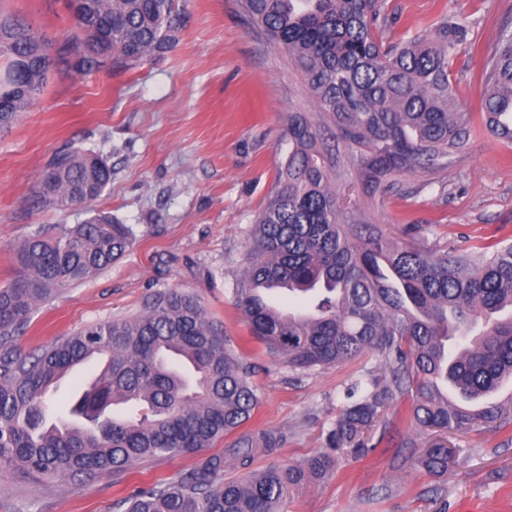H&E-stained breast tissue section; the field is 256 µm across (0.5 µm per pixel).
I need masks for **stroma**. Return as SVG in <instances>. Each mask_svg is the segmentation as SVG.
I'll use <instances>...</instances> for the list:
<instances>
[{"mask_svg":"<svg viewBox=\"0 0 512 512\" xmlns=\"http://www.w3.org/2000/svg\"><path fill=\"white\" fill-rule=\"evenodd\" d=\"M174 9L179 30L168 52L131 69L52 71L39 99L0 131V285L14 276L13 247L38 226L79 224L103 211L134 231L123 258L38 305L16 343L33 352L84 326L134 316L160 293L194 295L257 389L245 431L283 436L275 453H255L253 468L301 463L326 448L347 387L376 359L293 371L251 336L234 290L252 223L288 156L290 118L316 107L287 51L247 22L240 0H175ZM386 9L396 19L383 33L388 41L443 14L475 19V50L452 59L450 80L464 106L478 110L483 57L512 21V0H386ZM0 11L24 15L54 44L76 37L65 0H0ZM320 133L341 162L343 205L387 237L429 248L512 238V144L485 128L447 170L415 171L384 191L365 182L360 151L334 126ZM70 144L106 159L112 183L92 206L60 210L39 203L37 183ZM402 407L391 404L373 427L374 451L340 454L334 474L295 493L283 512H512V426L432 432L398 419ZM436 443L453 451L438 475L418 463ZM198 460L143 459L85 484L3 472L0 512H124L133 490L173 480Z\"/></svg>","mask_w":512,"mask_h":512,"instance_id":"obj_1","label":"stroma"}]
</instances>
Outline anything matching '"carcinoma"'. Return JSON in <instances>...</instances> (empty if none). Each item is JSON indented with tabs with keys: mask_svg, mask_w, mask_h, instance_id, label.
Returning a JSON list of instances; mask_svg holds the SVG:
<instances>
[{
	"mask_svg": "<svg viewBox=\"0 0 512 512\" xmlns=\"http://www.w3.org/2000/svg\"><path fill=\"white\" fill-rule=\"evenodd\" d=\"M77 40L56 48L17 14H0V128L43 91L49 72L131 67L165 53L178 26L171 0H67ZM251 23L288 51L320 116L364 154L363 176L390 188L415 170L441 171L466 152L472 112L456 96L448 66L472 27L443 15L408 40L383 43L374 30L394 18L381 0H241ZM485 129L512 142V26L497 33L482 65ZM288 158L267 206L255 217L248 264L234 291L252 335L301 373L369 353L379 368L349 389L326 450L300 464L248 470L254 453L283 436L242 433L177 479L124 500L126 512H281L285 498L331 475L334 450L363 447L384 409L408 397V417L427 428L507 426L488 401L512 379V243L429 250L390 242L339 203L336 161L319 149L317 124L290 120ZM112 181V166L72 146L54 153L39 196L58 208L89 206ZM133 242L109 213L83 224L42 226L13 248L14 278L0 287V470L41 479L92 480L151 457L197 452L236 432L259 398L224 332L194 296L156 295L138 314L87 325L37 353L16 333L36 306L108 268ZM310 297L284 312L267 297ZM509 311L504 319L495 314ZM106 363L55 420L47 393L73 370ZM449 451L422 456L448 468ZM246 469L224 480V464Z\"/></svg>",
	"mask_w": 512,
	"mask_h": 512,
	"instance_id": "obj_1",
	"label": "carcinoma"
}]
</instances>
